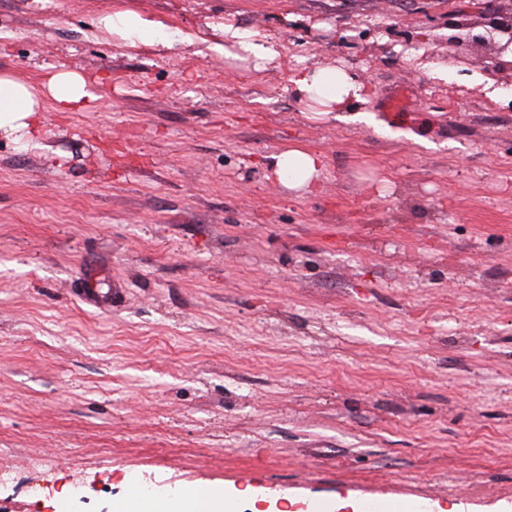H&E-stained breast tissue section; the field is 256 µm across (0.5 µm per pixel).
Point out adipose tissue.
I'll use <instances>...</instances> for the list:
<instances>
[{"label": "adipose tissue", "mask_w": 512, "mask_h": 512, "mask_svg": "<svg viewBox=\"0 0 512 512\" xmlns=\"http://www.w3.org/2000/svg\"><path fill=\"white\" fill-rule=\"evenodd\" d=\"M96 26L127 48L151 46L170 51L187 42L186 37L169 32L161 21L132 10L100 14ZM221 32L222 41L210 43L209 49L224 58L247 59L261 68L280 56L277 44L259 33L244 32L230 25L223 26ZM290 82L317 117L350 112L357 121L368 118L366 112L355 111L354 106L366 102L369 87L363 79L344 70L303 65L292 71ZM47 97L57 111L79 112L94 102L97 95L94 85L75 71H54L39 88L12 76L0 75V133L37 128L42 101ZM323 166L320 155L298 146L271 155L269 161V169L278 183L300 195L317 190ZM225 508L224 498L205 486L187 488L172 499L155 494L146 497L135 491L116 506L117 512H224Z\"/></svg>", "instance_id": "1"}]
</instances>
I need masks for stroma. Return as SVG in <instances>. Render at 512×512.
<instances>
[{"instance_id": "obj_1", "label": "stroma", "mask_w": 512, "mask_h": 512, "mask_svg": "<svg viewBox=\"0 0 512 512\" xmlns=\"http://www.w3.org/2000/svg\"><path fill=\"white\" fill-rule=\"evenodd\" d=\"M120 9L197 40L127 49L95 26ZM508 22L512 0H0V74L98 95L0 136V512H113L135 483L512 512ZM222 24L279 59L216 56ZM302 64L364 79L372 121L313 118ZM291 146L323 156L316 193L270 173Z\"/></svg>"}]
</instances>
